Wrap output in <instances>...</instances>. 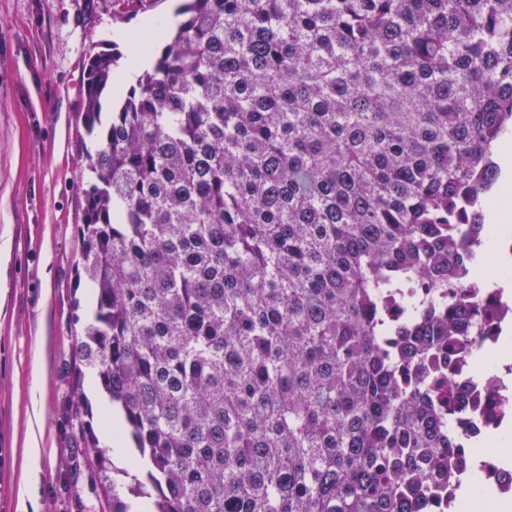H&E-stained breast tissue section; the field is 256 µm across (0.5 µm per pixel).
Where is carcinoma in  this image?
<instances>
[{"label":"carcinoma","mask_w":512,"mask_h":512,"mask_svg":"<svg viewBox=\"0 0 512 512\" xmlns=\"http://www.w3.org/2000/svg\"><path fill=\"white\" fill-rule=\"evenodd\" d=\"M90 59L76 339L149 512H433L512 131V0H185ZM115 108L102 123V96ZM87 455L105 450L81 428ZM501 272L496 263L495 256L492 251L480 250L478 261L475 265L469 266L467 273L463 276V284L467 288H472L476 281H489L494 277H500Z\"/></svg>","instance_id":"carcinoma-1"}]
</instances>
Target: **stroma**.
Instances as JSON below:
<instances>
[{"label": "stroma", "mask_w": 512, "mask_h": 512, "mask_svg": "<svg viewBox=\"0 0 512 512\" xmlns=\"http://www.w3.org/2000/svg\"><path fill=\"white\" fill-rule=\"evenodd\" d=\"M171 0H0V512H128L130 456L110 455V486L85 454L66 406L75 337L90 312L83 242L90 57L124 55L115 29ZM42 476L26 483L30 448Z\"/></svg>", "instance_id": "35a3bbf8"}]
</instances>
